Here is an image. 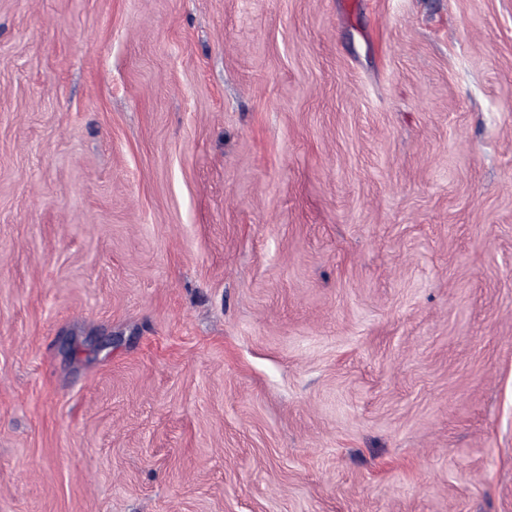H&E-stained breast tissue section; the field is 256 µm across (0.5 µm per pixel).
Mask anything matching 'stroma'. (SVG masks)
<instances>
[{"label":"stroma","mask_w":512,"mask_h":512,"mask_svg":"<svg viewBox=\"0 0 512 512\" xmlns=\"http://www.w3.org/2000/svg\"><path fill=\"white\" fill-rule=\"evenodd\" d=\"M0 512H512V0H0Z\"/></svg>","instance_id":"1"}]
</instances>
